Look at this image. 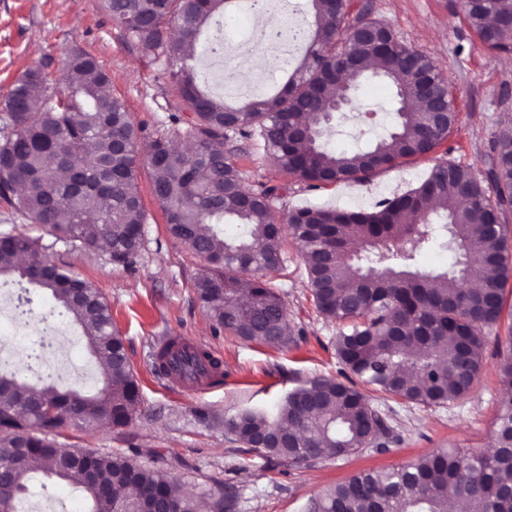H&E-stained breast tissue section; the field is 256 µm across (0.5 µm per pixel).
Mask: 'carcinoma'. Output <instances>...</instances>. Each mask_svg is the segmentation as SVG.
I'll list each match as a JSON object with an SVG mask.
<instances>
[{
  "instance_id": "carcinoma-1",
  "label": "carcinoma",
  "mask_w": 512,
  "mask_h": 512,
  "mask_svg": "<svg viewBox=\"0 0 512 512\" xmlns=\"http://www.w3.org/2000/svg\"><path fill=\"white\" fill-rule=\"evenodd\" d=\"M229 2L103 0L142 52L163 61L183 109L193 113L182 130L193 151L184 153L158 137L147 145L146 160L168 233L210 265L194 290L215 324L245 341H294L284 301L266 280L287 261V235L301 249L317 311L352 322L334 343L350 373L347 381L317 379L290 392L274 419L244 412L225 420V430L256 448L270 470L349 457L368 440L381 448L389 428L356 383L437 406L467 396L483 369L484 330L501 319L512 273L504 235L512 214V127L495 135L482 175L470 165L441 162L417 188L370 211L306 207L289 212L281 224L270 206L278 186L245 185L236 154L224 150L229 136H258L284 172L312 186L364 184L403 160L434 151L459 113L435 62L399 41L384 23L378 43L363 40L362 27L376 22L372 7L352 9L348 0H306L314 33L300 60H284L292 74L277 95L235 106L217 100L201 86L193 49L202 29ZM464 9L489 49L512 54V0H464ZM344 57L359 67L367 59L377 61L376 71L394 87L397 115L391 132L353 154L319 144L336 99L328 79ZM51 63L27 69L0 102V202L58 240L85 250L104 244L112 262L128 265L143 238L144 209L134 178L138 129L95 56L73 46L61 61L68 78L63 88L48 72ZM445 95L447 120H410ZM435 198L457 205L438 211L428 205ZM432 214L445 221L448 248L457 260L450 270L421 273L414 266L421 248L434 240ZM227 225L237 226L238 234L226 236ZM477 267L492 276L469 287L466 274ZM247 272L261 276L243 300L239 275ZM1 274L50 291L72 314L90 352L104 364V387L89 396L49 385L45 391L54 412L29 414L21 408L30 399L29 386L0 369V466H15L21 449H28L47 476L84 488L89 512H140L148 499L174 512H202L199 500L179 492L177 476L146 469L130 456L79 452L70 468L57 465L51 436L73 425L127 426L139 387L110 305L89 282L42 257L38 241L23 233L0 234ZM221 366L210 351L179 338L155 355L156 372L194 383L220 382ZM499 374L498 444L492 452L437 450L399 468L361 471L311 499L308 512H448L451 500L464 501L468 512H512V355L499 363ZM27 472L22 469L17 482L0 487V512H16V500L27 491ZM128 487L135 492L123 493ZM207 496L212 512H233V495Z\"/></svg>"
}]
</instances>
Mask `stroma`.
<instances>
[{"label": "stroma", "instance_id": "1", "mask_svg": "<svg viewBox=\"0 0 512 512\" xmlns=\"http://www.w3.org/2000/svg\"><path fill=\"white\" fill-rule=\"evenodd\" d=\"M302 2L272 0L260 19L252 13L250 0H231L221 24L235 55L249 59L250 65L236 69L234 84H226L224 74L229 69L208 52L212 32L204 30L196 48L204 89L232 104L277 93L289 74L269 65V50L255 44L252 33L281 22ZM369 2L373 16L388 24L400 41L435 61L448 81L458 123L432 153L384 170L369 183L316 188L274 166L260 140H226L225 148L236 151L248 187L278 186L271 201L275 216L315 206L369 210L382 199L418 187L440 162L454 161L484 173L491 142L504 125V115L512 114V55L492 51L481 42L466 19L463 0ZM76 45L96 56L109 72L113 95L124 100L138 129L139 146L159 136L179 140L191 113L183 110L163 73V63L141 52L102 8L101 0H0V99L27 68L59 58ZM357 98L374 111V118L365 120L357 110L337 113L322 138L326 149L351 153L395 126L392 90L381 78L365 73ZM136 182L144 205V239L129 266L113 263L106 251L87 252L55 241L46 229L0 204V233L39 239L52 261L66 263L103 295L139 386L140 401L127 427L88 431L73 426L58 436L60 447L130 456L145 467L175 474L185 492L198 496L231 485L236 512H307L311 498L359 471L398 468L440 449L479 452L494 443L501 389L498 364L512 351V278L505 286L500 322L492 330L494 339L484 349V367L466 397L423 406L364 387V394L391 427L392 443L364 448L345 459L267 470L262 457L227 434L225 419L243 411L274 417L293 389L317 378L341 379L342 366L333 347L341 325L317 311L303 259L288 241L284 244L288 263L273 275L272 283L286 304L294 342L273 347L216 327L193 288L206 271V262L168 233L146 162H138ZM0 292L11 298L14 327L29 330L38 322L47 326L60 322L69 329L67 372L56 377V388H76L88 395L100 392L102 371L83 329L50 292L8 275L0 277ZM167 336L214 352L223 362V380L172 389L153 366V355ZM55 352L52 345L38 351L18 341L11 364L29 386L39 388L46 382L47 364ZM202 411L207 414L203 420L198 417ZM27 485L16 512H89L85 492L74 484L46 478L36 469L28 473Z\"/></svg>", "mask_w": 512, "mask_h": 512}]
</instances>
